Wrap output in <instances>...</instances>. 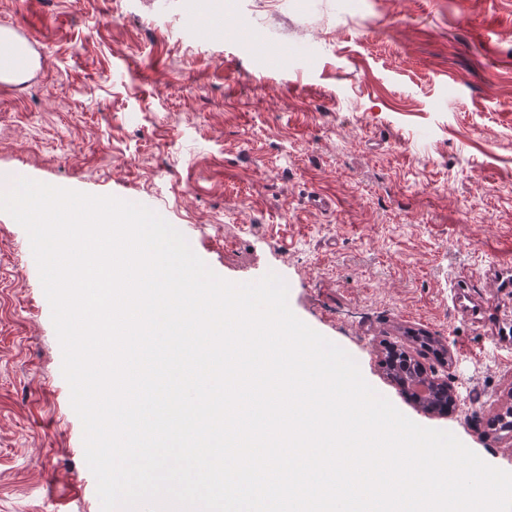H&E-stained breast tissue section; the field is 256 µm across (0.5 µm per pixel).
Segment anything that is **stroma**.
<instances>
[{
  "mask_svg": "<svg viewBox=\"0 0 512 512\" xmlns=\"http://www.w3.org/2000/svg\"><path fill=\"white\" fill-rule=\"evenodd\" d=\"M1 26L30 56L0 86V177L144 205L229 281L277 272L399 411L512 472L511 438L419 410L382 365L427 334L481 425L512 404V352L450 301L512 322V0H0ZM60 506L99 512L96 480L0 212V512Z\"/></svg>",
  "mask_w": 512,
  "mask_h": 512,
  "instance_id": "1",
  "label": "stroma"
}]
</instances>
